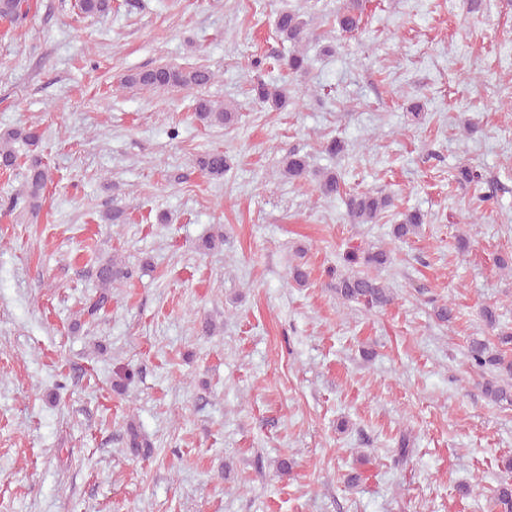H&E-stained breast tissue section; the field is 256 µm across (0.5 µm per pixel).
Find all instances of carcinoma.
Masks as SVG:
<instances>
[{
    "mask_svg": "<svg viewBox=\"0 0 512 512\" xmlns=\"http://www.w3.org/2000/svg\"><path fill=\"white\" fill-rule=\"evenodd\" d=\"M82 13L88 16L104 17L112 12V0H79ZM29 0H0V19L9 23L5 31L18 26L29 14ZM363 9L360 0L349 2L336 13V31L352 34L362 28ZM279 37L288 42L292 50L284 58V65L292 73L303 72L308 67V58L297 50L306 36V21L295 11H283L276 20ZM214 80V73L203 67L160 66L127 74L122 79L126 85L146 87L157 92L169 90H193L204 87ZM252 92L258 102L271 108L280 109L288 102L285 89L271 86L261 80L252 86ZM195 117L206 126L229 127L237 119V113L217 105L210 100L200 98L196 101ZM26 147L25 160L19 162V152L14 144ZM41 134L35 127H15L0 131V171L10 173L24 168L22 198L30 210L39 212L48 183L52 181L51 170L43 162L39 147ZM198 169L208 178L221 180L230 169V158L221 151H208L196 158ZM281 174L288 181L311 179L316 182L317 191L323 198L341 194V181L332 171H315L310 168L307 157L291 152L282 160ZM455 182L480 187L487 190L476 196L477 207H488L496 203V188L486 180L485 175L476 167L463 165L456 168ZM393 205L392 197L382 190L349 192L345 194L347 217L352 224H377ZM425 224L424 215L418 211H409L402 220L393 225L392 237L398 241L419 232ZM344 262L358 270L344 273L338 269L328 270L333 280L336 295L343 303L357 304L371 311L383 309L393 302L394 294L388 284L370 269H380L391 263V253L382 246L368 249L358 248L344 256ZM131 276V271L115 258H108L99 264L97 279L103 291L92 304V310L105 307L109 299V290L122 285ZM486 325L496 331L497 342L492 343L479 336L469 339L466 359L470 368L478 372L483 379L482 394L495 405L512 406V327L503 323L491 306L481 311ZM492 501L496 512H512V481H502L493 490Z\"/></svg>",
    "mask_w": 512,
    "mask_h": 512,
    "instance_id": "cac0c4a2",
    "label": "carcinoma"
}]
</instances>
